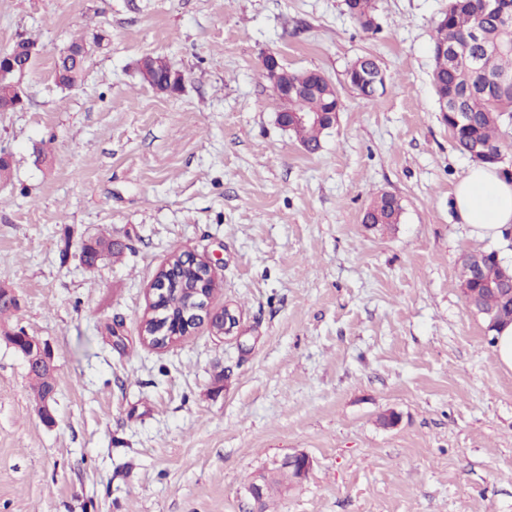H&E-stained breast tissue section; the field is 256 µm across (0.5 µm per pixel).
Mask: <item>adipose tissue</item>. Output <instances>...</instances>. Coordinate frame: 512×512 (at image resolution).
<instances>
[{"instance_id": "adipose-tissue-1", "label": "adipose tissue", "mask_w": 512, "mask_h": 512, "mask_svg": "<svg viewBox=\"0 0 512 512\" xmlns=\"http://www.w3.org/2000/svg\"><path fill=\"white\" fill-rule=\"evenodd\" d=\"M452 205L478 236L505 237L512 233V175L498 166L473 165L457 183Z\"/></svg>"}]
</instances>
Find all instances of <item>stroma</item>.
Segmentation results:
<instances>
[{
  "mask_svg": "<svg viewBox=\"0 0 512 512\" xmlns=\"http://www.w3.org/2000/svg\"><path fill=\"white\" fill-rule=\"evenodd\" d=\"M375 33L344 0H0V50L40 53L21 109L0 112V331L47 341L54 421L0 341V512H250L248 486L288 457L313 468L268 512H512V372L460 289V259L497 253L461 223L455 150L432 85L448 0H377ZM100 35L82 83L54 62ZM317 69L343 109L316 153L275 121L265 54ZM185 74L175 96L136 70ZM375 59L383 92L345 82ZM395 229L363 224L374 196ZM120 256L91 269L98 234ZM210 262L208 322L156 348L152 284L179 252ZM397 416L385 427L381 416ZM147 69L154 84L175 85L179 80L178 70L165 57H151ZM402 205L400 200L386 193L377 195L363 215L365 224H372L371 227L378 230L390 229L399 224L402 216Z\"/></svg>",
  "mask_w": 512,
  "mask_h": 512,
  "instance_id": "obj_1",
  "label": "stroma"
}]
</instances>
